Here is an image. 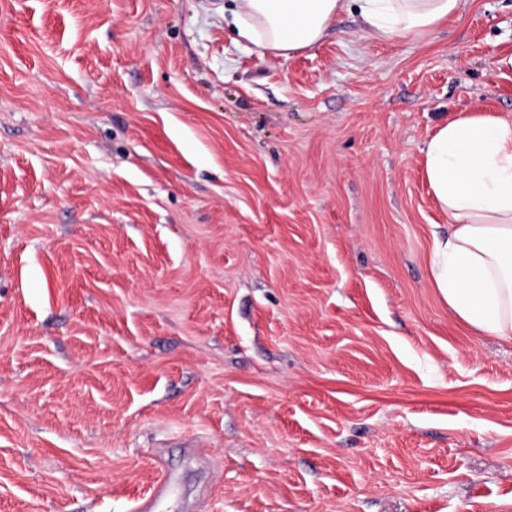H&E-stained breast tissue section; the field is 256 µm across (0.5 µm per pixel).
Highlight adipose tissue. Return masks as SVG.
<instances>
[{
	"label": "adipose tissue",
	"instance_id": "adipose-tissue-1",
	"mask_svg": "<svg viewBox=\"0 0 512 512\" xmlns=\"http://www.w3.org/2000/svg\"><path fill=\"white\" fill-rule=\"evenodd\" d=\"M241 40L280 55L309 47L345 12L380 41L419 36L463 0H232ZM426 178L448 216L435 238L432 277L472 331L512 342V118L462 113L441 123L423 150Z\"/></svg>",
	"mask_w": 512,
	"mask_h": 512
}]
</instances>
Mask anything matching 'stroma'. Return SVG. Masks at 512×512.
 <instances>
[{
    "label": "stroma",
    "mask_w": 512,
    "mask_h": 512,
    "mask_svg": "<svg viewBox=\"0 0 512 512\" xmlns=\"http://www.w3.org/2000/svg\"><path fill=\"white\" fill-rule=\"evenodd\" d=\"M227 2L0 0V512H512L421 153L512 117V0L286 57Z\"/></svg>",
    "instance_id": "35a3bbf8"
}]
</instances>
